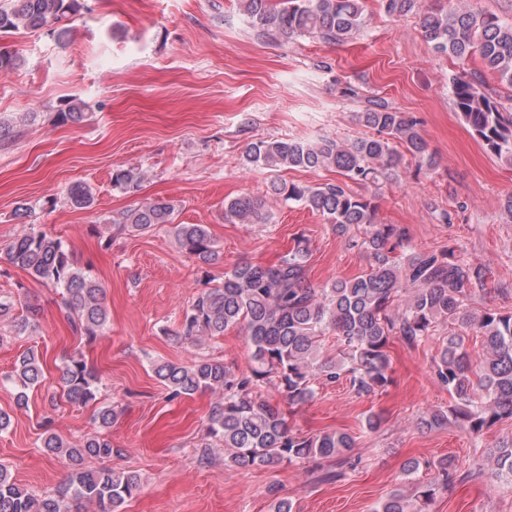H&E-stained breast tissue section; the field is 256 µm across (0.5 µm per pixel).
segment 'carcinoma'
<instances>
[{
    "label": "carcinoma",
    "mask_w": 512,
    "mask_h": 512,
    "mask_svg": "<svg viewBox=\"0 0 512 512\" xmlns=\"http://www.w3.org/2000/svg\"><path fill=\"white\" fill-rule=\"evenodd\" d=\"M249 24L279 40L315 37L326 43L356 38L367 25L363 0H238ZM389 17L411 12L420 15V32L432 48L460 61L477 60L512 87V21L477 9L448 10L424 7L425 0H379ZM81 8L80 0H7L0 5V33L39 29ZM458 112L482 148L512 165V112L501 101L480 90L463 69L452 79ZM357 120L369 133L348 140L321 138L260 140L251 144L246 163L279 171L332 168L334 182L315 186L287 184L272 178L268 192L298 203L324 217L347 245L366 254L370 270L339 278L318 288L308 277V240L270 264L243 262L224 272V280L203 289L186 309L174 336L202 346L230 328L246 337L247 370L235 372L219 359L201 358L191 366L172 362L152 364V371L175 396L199 391L220 392L221 400L208 416L203 448L224 450V461L237 466L277 467L314 459L340 458L349 463L355 439L346 432L302 434L288 423L293 410L309 402L320 383L345 378L359 395L384 390L392 382L389 344L397 339L410 348L437 338L440 348L432 370L452 398L445 411L418 419L427 428L462 422L475 437L501 421H512V312L488 309L471 312L474 293L488 290L489 270L458 258L454 250L416 251L408 230L381 224L373 200L357 194L350 184L377 187L390 180L407 154L418 166L431 167L433 155L419 122L379 98L366 99ZM405 154H400L397 147ZM141 174L133 168L112 170V185L133 191ZM67 200L76 209L92 205L90 188L76 183ZM176 206L157 199L126 211L121 229L149 234L163 230L190 258L215 260L218 251L205 224L176 222ZM271 215L264 204L249 196L225 201L224 221L230 224H266ZM9 262L33 278L62 290L67 317L80 335L93 339L107 329L104 291L88 273L72 264L63 240L33 227L4 247ZM14 303L0 299V320L8 319L16 334L32 329L29 318L13 316ZM336 334V354L323 352V338ZM480 339L483 357L473 363L466 336ZM10 381L17 402L26 390L44 384L39 356L30 350L15 364ZM66 399L77 405L97 403L100 390L95 372L83 356L73 355L60 369ZM273 386L281 401L273 404L263 389ZM116 411L98 407L100 432L78 441L55 433L43 447L63 458L67 477L51 492L35 494L16 482L8 466L0 464V512H120L124 502L140 490L133 471L108 465L122 449L112 447L103 430L112 427ZM96 461L99 466L87 465ZM493 484L512 486V443L497 447L486 471H460L454 460L433 464L427 480L406 495L396 490L375 506L374 512H428L429 505L457 483L475 474Z\"/></svg>",
    "instance_id": "1"
}]
</instances>
